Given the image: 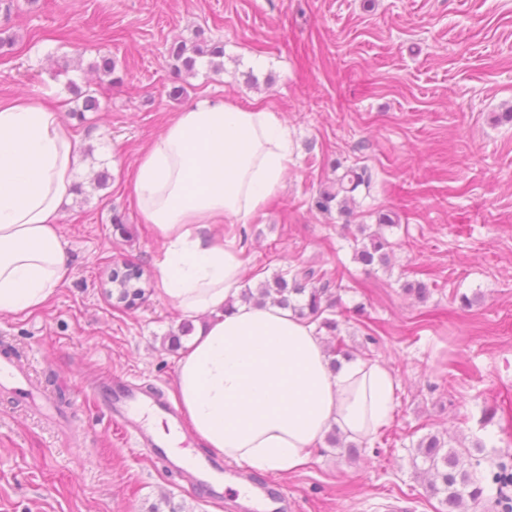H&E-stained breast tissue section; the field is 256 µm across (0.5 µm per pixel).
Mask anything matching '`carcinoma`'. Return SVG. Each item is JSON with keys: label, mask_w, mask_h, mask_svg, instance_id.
<instances>
[{"label": "carcinoma", "mask_w": 512, "mask_h": 512, "mask_svg": "<svg viewBox=\"0 0 512 512\" xmlns=\"http://www.w3.org/2000/svg\"><path fill=\"white\" fill-rule=\"evenodd\" d=\"M208 58L210 69L219 73L224 68V44L220 41L201 38L188 45L175 42L168 49L170 67L175 80L168 91L172 98L184 94V87L178 83L181 76L195 72L198 59ZM71 92L83 99L82 107L77 112H93L99 108L98 99L82 91L75 85H70ZM369 182L366 173L356 168L344 169L336 176V181L320 192L318 205H328L338 197L348 199V194ZM391 243L375 231L362 238L353 237L354 259L365 266L376 263L388 264V249ZM116 296L128 294L138 288V279L129 274H117L112 278ZM342 285L333 281L312 267H295L282 270L272 279L266 280L256 289L245 288L240 299L246 303L276 304L291 308L294 313L307 322L317 326V330L325 331L336 340L329 347L327 354L333 357L331 364H336L335 357L350 356L345 349L343 338L340 336L339 322L336 319V302ZM140 289V288H138ZM145 294V289H140ZM417 455L425 466V473L431 476L429 490L435 497L440 498L441 504L448 507V512H466L468 504H479L485 494L483 479L476 475L471 463V454L467 448H454L448 442L436 435L421 437L416 444Z\"/></svg>", "instance_id": "obj_1"}]
</instances>
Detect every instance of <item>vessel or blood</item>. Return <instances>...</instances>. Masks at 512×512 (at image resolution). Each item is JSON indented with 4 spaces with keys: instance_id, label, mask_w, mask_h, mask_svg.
I'll list each match as a JSON object with an SVG mask.
<instances>
[{
    "instance_id": "b4317fda",
    "label": "vessel or blood",
    "mask_w": 512,
    "mask_h": 512,
    "mask_svg": "<svg viewBox=\"0 0 512 512\" xmlns=\"http://www.w3.org/2000/svg\"><path fill=\"white\" fill-rule=\"evenodd\" d=\"M0 387L19 399L33 400L37 397L28 372L10 353L1 350ZM96 394L111 421L127 435L133 436L151 460L160 463L167 471L190 474L194 488L206 491L214 502L223 501L221 476L224 467L219 461L207 456L179 454L172 449L168 439L147 428L148 418L154 416L161 418L167 428L184 432L181 414L175 406L154 393L142 390L124 375L107 378L97 387Z\"/></svg>"
}]
</instances>
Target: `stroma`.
Returning <instances> with one entry per match:
<instances>
[{
    "label": "stroma",
    "instance_id": "1",
    "mask_svg": "<svg viewBox=\"0 0 512 512\" xmlns=\"http://www.w3.org/2000/svg\"><path fill=\"white\" fill-rule=\"evenodd\" d=\"M0 30L14 40L0 55V101L31 94L70 110L73 83L100 101L66 124L85 186L60 220L66 275L41 309L0 314V343L63 397L39 413L0 393V512H149L165 498L177 512H244L234 491L219 505L167 473L89 395L113 374L175 395L181 354L169 335L184 317L158 290L163 245L129 185L147 145L203 98L262 103L292 142L283 191L224 227L246 276L342 272L348 349L400 384L376 440L351 454L323 442L273 474L288 512H442L416 457L430 433L472 449L484 477L512 464V0H0ZM201 32L223 42L224 69L199 63L170 98L167 49ZM105 53L119 83L91 69ZM348 166L368 184L348 207L319 208ZM382 214L394 221L390 261L368 270L341 227ZM117 265L150 287L135 308L102 291ZM414 281L426 300L404 292Z\"/></svg>",
    "mask_w": 512,
    "mask_h": 512
}]
</instances>
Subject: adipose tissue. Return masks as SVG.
Returning <instances> with one entry per match:
<instances>
[{
	"instance_id": "1",
	"label": "adipose tissue",
	"mask_w": 512,
	"mask_h": 512,
	"mask_svg": "<svg viewBox=\"0 0 512 512\" xmlns=\"http://www.w3.org/2000/svg\"><path fill=\"white\" fill-rule=\"evenodd\" d=\"M290 161L271 108L202 99L165 125L133 178L140 218L164 246L161 293L204 319L177 365L185 419L205 447L261 473L296 470L334 427L372 441L399 389L378 361L331 369L315 325L290 309L239 299L244 262L224 227L264 209ZM76 164L56 110L34 95L0 101V314L43 307L62 282L59 219Z\"/></svg>"
}]
</instances>
